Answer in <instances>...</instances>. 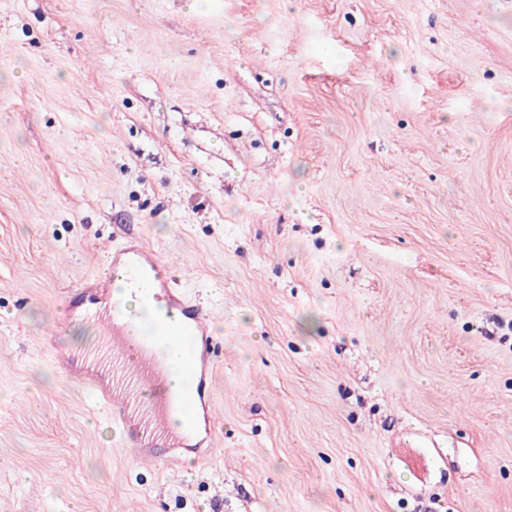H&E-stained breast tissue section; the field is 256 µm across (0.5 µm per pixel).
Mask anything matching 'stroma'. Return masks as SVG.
Instances as JSON below:
<instances>
[{
    "mask_svg": "<svg viewBox=\"0 0 512 512\" xmlns=\"http://www.w3.org/2000/svg\"><path fill=\"white\" fill-rule=\"evenodd\" d=\"M139 237L215 448L91 405ZM0 512H512V0H0Z\"/></svg>",
    "mask_w": 512,
    "mask_h": 512,
    "instance_id": "35a3bbf8",
    "label": "stroma"
}]
</instances>
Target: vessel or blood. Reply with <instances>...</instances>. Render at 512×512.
<instances>
[{
  "label": "vessel or blood",
  "instance_id": "obj_1",
  "mask_svg": "<svg viewBox=\"0 0 512 512\" xmlns=\"http://www.w3.org/2000/svg\"><path fill=\"white\" fill-rule=\"evenodd\" d=\"M119 281L133 288L144 302L165 303L169 316L144 324L133 349L128 350L122 343L126 316L112 311L105 322L103 349L111 380L106 383L86 376V393L108 408L141 462L155 464L151 444L166 435L174 417L192 427L182 438L183 447L194 449L197 460L205 461L215 439L210 312L177 288L157 252L141 241L124 240L108 250L104 269L89 289L106 295ZM173 353L184 375L175 388L163 381Z\"/></svg>",
  "mask_w": 512,
  "mask_h": 512
}]
</instances>
